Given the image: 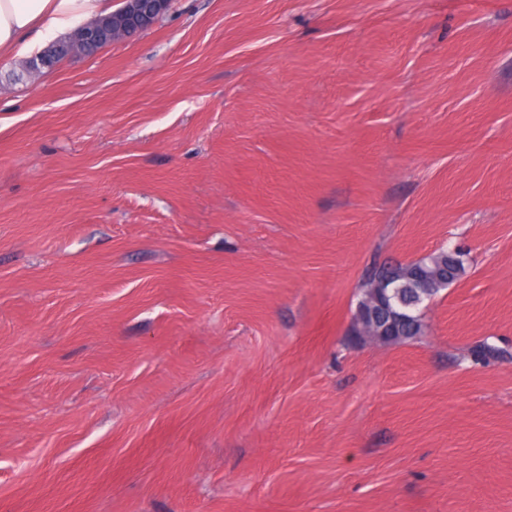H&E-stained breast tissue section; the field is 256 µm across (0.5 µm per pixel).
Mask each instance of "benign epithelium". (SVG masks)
Here are the masks:
<instances>
[{"label":"benign epithelium","instance_id":"7a95c632","mask_svg":"<svg viewBox=\"0 0 512 512\" xmlns=\"http://www.w3.org/2000/svg\"><path fill=\"white\" fill-rule=\"evenodd\" d=\"M172 0H127L125 11L112 20L103 21L100 26L79 27L88 49L103 48L117 39L136 36L152 27L161 15L170 8ZM405 264L392 263L387 266L388 274L374 282L366 299L357 306L353 317V333L377 342L385 337L400 334L401 324L411 317L402 293L410 288L416 295L415 304L432 298L431 283L422 276L405 281Z\"/></svg>","mask_w":512,"mask_h":512}]
</instances>
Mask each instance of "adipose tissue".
Wrapping results in <instances>:
<instances>
[{"label":"adipose tissue","mask_w":512,"mask_h":512,"mask_svg":"<svg viewBox=\"0 0 512 512\" xmlns=\"http://www.w3.org/2000/svg\"><path fill=\"white\" fill-rule=\"evenodd\" d=\"M113 10L112 0H0V58L26 54L30 35L50 39Z\"/></svg>","instance_id":"adipose-tissue-1"}]
</instances>
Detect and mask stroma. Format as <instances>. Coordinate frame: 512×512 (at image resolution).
Here are the masks:
<instances>
[{
    "label": "stroma",
    "mask_w": 512,
    "mask_h": 512,
    "mask_svg": "<svg viewBox=\"0 0 512 512\" xmlns=\"http://www.w3.org/2000/svg\"><path fill=\"white\" fill-rule=\"evenodd\" d=\"M20 65L0 512H512V0H174ZM453 247L422 336H353ZM125 11L110 20H104L99 27L80 26L82 40L87 50L99 47L97 51L117 39L133 38L139 32L152 27L171 6L172 0H127ZM447 264L448 267L455 272V279L453 281L456 282L465 273L466 268L463 265L462 267L452 269V267L448 263V254L446 253L445 250L428 256L415 265H409L407 268H409L413 273L417 272L418 274L429 276L436 284L437 288H435V294H438L439 291L445 287L442 284H440L439 281L435 280L434 275L437 269H439L442 265ZM405 264L396 262L386 265V277L374 282L368 290L366 299L356 308L352 323L354 334L381 343L403 339L393 338L395 335H401V324L406 318L411 317L407 310L408 305L402 300L403 291L407 288L412 289L417 297L415 306L434 296L431 294L432 286L427 277H412L408 280L411 282L402 283L405 279ZM385 336L391 337L389 342L385 340ZM472 356L475 361L482 363L512 360V352L509 349L491 343L487 339L475 347Z\"/></svg>",
    "instance_id": "stroma-1"
}]
</instances>
